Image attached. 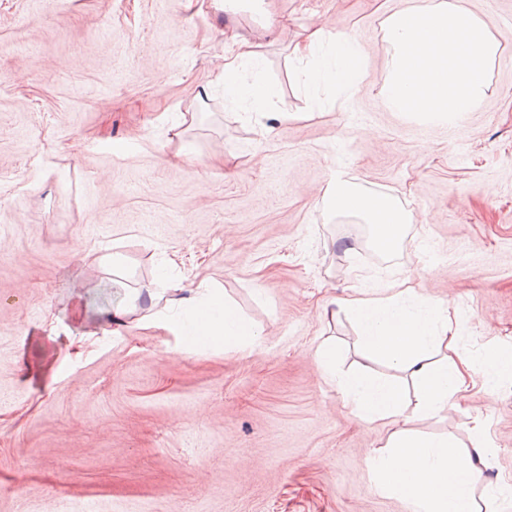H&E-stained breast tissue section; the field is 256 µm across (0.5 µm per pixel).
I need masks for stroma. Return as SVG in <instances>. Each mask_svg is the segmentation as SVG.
Segmentation results:
<instances>
[{"mask_svg":"<svg viewBox=\"0 0 512 512\" xmlns=\"http://www.w3.org/2000/svg\"><path fill=\"white\" fill-rule=\"evenodd\" d=\"M406 4L0 0V512H407L365 465L394 423H359L318 351L386 367L323 308L410 277L453 305L460 355L512 353V0H462L496 10L497 52L481 105L450 123L384 102V21ZM265 22L269 133L213 83L223 26ZM316 27L357 38L351 87L289 77ZM339 168L410 213L395 250L325 211ZM203 281L257 342L188 349L151 317L150 293L182 318L180 290ZM478 415V485L512 487V377L408 427L463 441Z\"/></svg>","mask_w":512,"mask_h":512,"instance_id":"obj_1","label":"stroma"}]
</instances>
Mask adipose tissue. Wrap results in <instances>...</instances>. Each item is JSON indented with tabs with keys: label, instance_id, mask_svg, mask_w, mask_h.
Returning <instances> with one entry per match:
<instances>
[{
	"label": "adipose tissue",
	"instance_id": "obj_1",
	"mask_svg": "<svg viewBox=\"0 0 512 512\" xmlns=\"http://www.w3.org/2000/svg\"><path fill=\"white\" fill-rule=\"evenodd\" d=\"M224 42L230 48L224 68L217 74L224 93L235 102H247L263 119L272 114L264 107L270 95L260 69L261 54L254 41L235 28L225 27ZM293 58L305 64L308 81L329 78L342 85L360 75L363 59L354 42L346 36H327L323 30L300 34L292 47ZM326 209L336 215H352L376 231L374 245L389 251L399 243L408 215L390 195H370L348 177L337 175L326 192ZM345 305L354 320L362 350L408 374L420 386L415 413L428 416L444 411L453 399L464 396L474 384L493 392L498 379L512 374V357L486 353L482 381H475L470 361L455 349L451 321L441 308H423L412 285L387 288L381 293L355 292ZM191 329L207 336L210 344L224 343L244 348L254 344L257 329L230 305L217 297L194 305ZM338 353L325 347L321 366L336 376V385L352 413L365 424L380 420L398 423L388 442L389 453L367 459L369 473L390 494L408 499L416 512H512V496L501 490L477 494L480 467L491 445L482 423L471 429L472 450L463 453L457 443L445 437L426 438L403 427L406 418L403 388L398 380L361 370L337 375Z\"/></svg>",
	"mask_w": 512,
	"mask_h": 512
}]
</instances>
